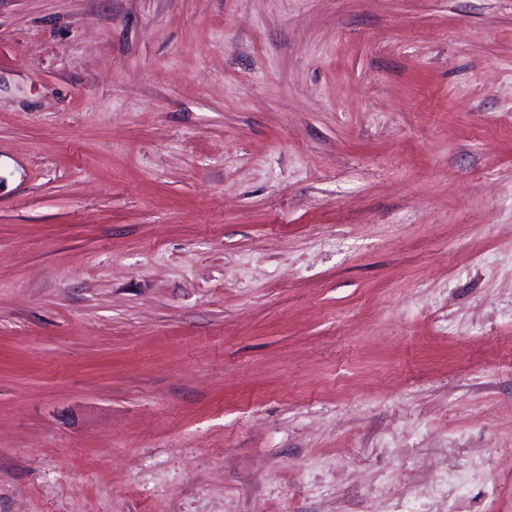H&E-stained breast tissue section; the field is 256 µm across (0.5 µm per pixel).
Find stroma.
Segmentation results:
<instances>
[{
  "label": "stroma",
  "instance_id": "1",
  "mask_svg": "<svg viewBox=\"0 0 512 512\" xmlns=\"http://www.w3.org/2000/svg\"><path fill=\"white\" fill-rule=\"evenodd\" d=\"M0 512H512V0H0Z\"/></svg>",
  "mask_w": 512,
  "mask_h": 512
}]
</instances>
